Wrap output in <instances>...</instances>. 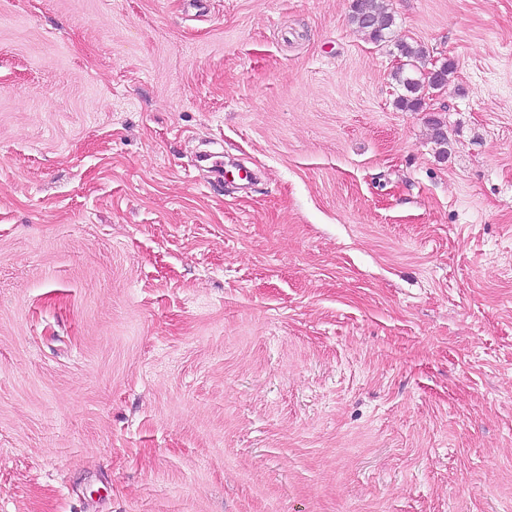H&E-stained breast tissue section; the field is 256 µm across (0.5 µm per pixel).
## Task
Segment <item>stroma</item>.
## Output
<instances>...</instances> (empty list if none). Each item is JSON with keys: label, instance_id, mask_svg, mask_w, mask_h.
Wrapping results in <instances>:
<instances>
[{"label": "stroma", "instance_id": "stroma-1", "mask_svg": "<svg viewBox=\"0 0 512 512\" xmlns=\"http://www.w3.org/2000/svg\"><path fill=\"white\" fill-rule=\"evenodd\" d=\"M386 3L415 112L352 0H0V512H512V0ZM394 43L399 55L407 59L406 63L399 67L395 76L408 95L399 96L396 106L401 110L417 111L422 107V100L425 104V90L440 89L446 84L448 76L453 71V64L445 62L437 69L434 66V69L428 70L423 50L402 39H398Z\"/></svg>", "mask_w": 512, "mask_h": 512}]
</instances>
